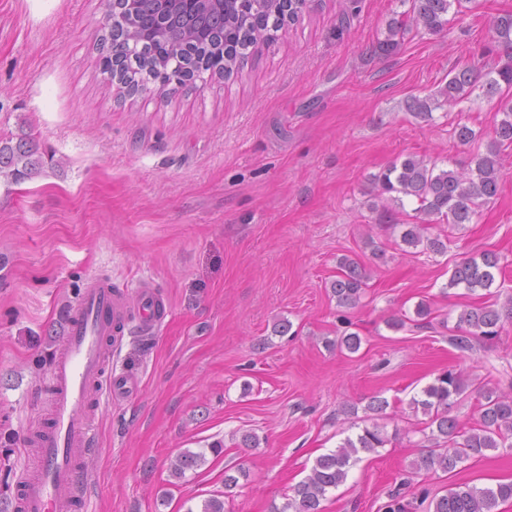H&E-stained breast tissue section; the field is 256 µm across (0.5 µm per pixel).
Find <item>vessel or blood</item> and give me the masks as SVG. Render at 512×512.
<instances>
[{"mask_svg": "<svg viewBox=\"0 0 512 512\" xmlns=\"http://www.w3.org/2000/svg\"><path fill=\"white\" fill-rule=\"evenodd\" d=\"M164 311L158 295L142 292L137 306L141 322L154 324ZM127 322L125 302L104 280L86 288L70 311L65 346L47 374L48 425L28 439L38 450V461L19 479L13 512H78L83 505L93 476L80 455L96 449L90 395L101 385L114 394L125 391V382L112 373V345L122 339Z\"/></svg>", "mask_w": 512, "mask_h": 512, "instance_id": "obj_1", "label": "vessel or blood"}]
</instances>
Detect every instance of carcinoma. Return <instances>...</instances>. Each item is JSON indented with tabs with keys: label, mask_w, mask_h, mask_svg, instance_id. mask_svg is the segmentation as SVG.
Returning a JSON list of instances; mask_svg holds the SVG:
<instances>
[{
	"label": "carcinoma",
	"mask_w": 512,
	"mask_h": 512,
	"mask_svg": "<svg viewBox=\"0 0 512 512\" xmlns=\"http://www.w3.org/2000/svg\"><path fill=\"white\" fill-rule=\"evenodd\" d=\"M463 0H411L410 9L392 18L384 39L377 41L378 52L394 53L404 36L411 32L439 34L447 30L451 7H461ZM303 4L298 0H269L267 3H240L224 0V7H214L198 14H188L173 4L165 12V25L159 26L160 6L156 0H140L138 26L150 31V37L134 38L124 32L112 33L107 27L103 42L110 43L112 58L105 59L103 73L113 80L112 62L120 65L121 80L134 87L146 89L143 76L159 66L178 65L186 70L191 80L208 73L220 78L229 77L239 69L249 48L256 47L264 34L274 31L285 22L292 24L302 17ZM491 42L512 49V13L493 18ZM483 96L493 112V139L484 154L476 153L465 168H440L414 154H407L382 172L373 175L374 197L396 203L405 208L404 201L414 204L415 222L402 225L401 242L409 247L423 246L433 253H444L447 244L437 235H428L432 224L461 227L473 222L479 208L498 195L502 177L499 150L512 147V55L501 65L486 67L472 63L454 68L448 81L437 91L426 96H413L406 108L414 117L432 120L433 110L450 107L469 99L475 89ZM453 136L461 145H471L479 134L467 123L459 121ZM43 161L35 140L29 135L16 139H0V177L9 183L30 179L42 172ZM339 272L330 283L332 296L339 307L356 305L367 288V277L360 263L348 256L338 261ZM500 271V257L494 252H483L457 262L446 287L464 288L473 293L488 290L496 283ZM512 319V308L498 309L492 304L467 306L458 315L454 329L460 334L448 337L458 349L470 347V338L492 340L499 334L501 323ZM465 384L460 374L446 370L434 382L421 390L420 398H412L411 406L428 417L427 440L434 446L420 452L411 462L416 472L441 470L452 472L457 465L485 451L508 446L512 448V397L497 389L482 387L480 421L469 430L460 427L449 415L453 399L461 395ZM388 406L386 398L375 395L364 407L365 426L356 437H347L336 450L319 456L310 473L294 489L286 508L292 512H320L321 500L331 489L337 488L348 477L350 468L362 452L372 453L385 447L390 439L375 423ZM205 459L202 452H184L176 460L174 472L185 476ZM512 499V482H501L494 487L477 488L466 483L454 484L446 494L428 498L422 493L420 503L427 504V512H496L498 503Z\"/></svg>",
	"instance_id": "cac0c4a2"
}]
</instances>
